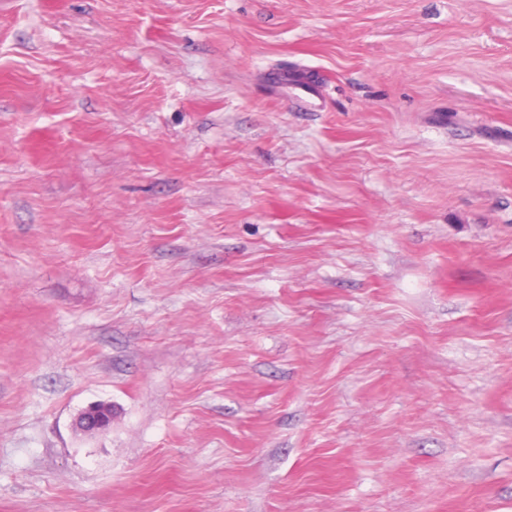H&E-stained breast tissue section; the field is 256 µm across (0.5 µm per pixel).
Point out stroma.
<instances>
[{
	"label": "stroma",
	"instance_id": "1",
	"mask_svg": "<svg viewBox=\"0 0 512 512\" xmlns=\"http://www.w3.org/2000/svg\"><path fill=\"white\" fill-rule=\"evenodd\" d=\"M0 512H512V0H0ZM74 426L84 435H95L112 426V405L96 403L82 410L75 419Z\"/></svg>",
	"mask_w": 512,
	"mask_h": 512
}]
</instances>
